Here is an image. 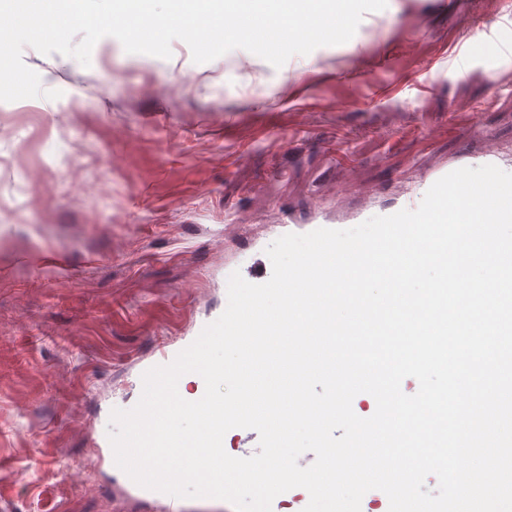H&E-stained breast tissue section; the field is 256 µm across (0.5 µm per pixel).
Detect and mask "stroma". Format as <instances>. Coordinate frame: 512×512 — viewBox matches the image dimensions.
I'll list each match as a JSON object with an SVG mask.
<instances>
[{
  "instance_id": "stroma-1",
  "label": "stroma",
  "mask_w": 512,
  "mask_h": 512,
  "mask_svg": "<svg viewBox=\"0 0 512 512\" xmlns=\"http://www.w3.org/2000/svg\"><path fill=\"white\" fill-rule=\"evenodd\" d=\"M482 17L512 0H388L279 68L245 50L198 64L180 40L162 59L107 36L87 67L24 48L60 96L0 101V512H132L95 462L97 416L138 399L159 344L223 312L225 259L342 184L338 156L387 202L479 148L472 112L512 151V55L486 43L454 66Z\"/></svg>"
}]
</instances>
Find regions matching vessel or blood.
Returning <instances> with one entry per match:
<instances>
[{
    "mask_svg": "<svg viewBox=\"0 0 512 512\" xmlns=\"http://www.w3.org/2000/svg\"><path fill=\"white\" fill-rule=\"evenodd\" d=\"M471 124L475 134L481 140L478 150L463 149L442 159L416 178L410 186L393 198L391 202L373 201L372 187L362 183L355 165L349 159H342L346 171L345 184L331 195L330 209H316L310 219L297 223L291 216H283L279 223L270 225L265 236L244 249L238 258L225 264V274L240 272L246 275L248 282L261 284L269 280L272 265L266 257V248L277 238L288 233L305 234L318 228L348 229L355 227L374 216H386L400 210L416 209L426 191L438 179L449 172L462 167L494 165L504 171L512 172V157L503 155L496 139L484 129L479 113H472ZM361 196L365 205L353 206V196ZM123 492L126 499L137 506L139 512H234L230 503L212 499H183L140 487L131 479H124Z\"/></svg>",
    "mask_w": 512,
    "mask_h": 512,
    "instance_id": "b4317fda",
    "label": "vessel or blood"
}]
</instances>
